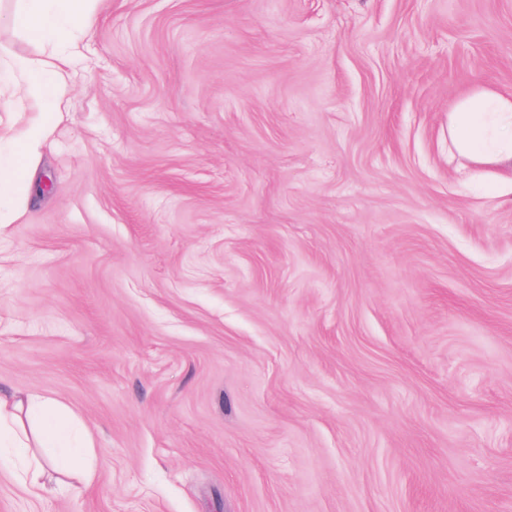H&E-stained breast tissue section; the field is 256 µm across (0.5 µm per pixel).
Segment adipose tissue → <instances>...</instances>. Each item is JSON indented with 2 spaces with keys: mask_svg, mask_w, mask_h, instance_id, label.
<instances>
[{
  "mask_svg": "<svg viewBox=\"0 0 512 512\" xmlns=\"http://www.w3.org/2000/svg\"><path fill=\"white\" fill-rule=\"evenodd\" d=\"M96 0H24L23 14L35 21L33 33L51 37L59 25L90 30ZM12 72L22 76L20 91L41 109L57 107L69 81L59 63L13 58ZM448 137L454 150L477 166L501 173V187L512 191V94L477 85L463 94L448 113ZM0 459L11 463L21 485L33 494L45 489L47 470L94 482L90 433L76 429L74 415L57 400L39 394L20 397L0 388Z\"/></svg>",
  "mask_w": 512,
  "mask_h": 512,
  "instance_id": "obj_1",
  "label": "adipose tissue"
}]
</instances>
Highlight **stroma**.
Wrapping results in <instances>:
<instances>
[{
    "mask_svg": "<svg viewBox=\"0 0 512 512\" xmlns=\"http://www.w3.org/2000/svg\"><path fill=\"white\" fill-rule=\"evenodd\" d=\"M71 43L0 81V385L97 473L0 512H512V195L448 147L512 0H0V71ZM96 0H24L23 14L36 22L33 34L51 37L60 24L89 31L95 22ZM78 50L77 44H71L65 55H71ZM57 56L56 60L64 63V56ZM52 60H35L27 57H15L11 60L9 68L12 72L23 77L19 90L26 96L33 98L39 108L48 110L58 106L63 91L69 81L68 71Z\"/></svg>",
    "mask_w": 512,
    "mask_h": 512,
    "instance_id": "obj_1",
    "label": "stroma"
}]
</instances>
